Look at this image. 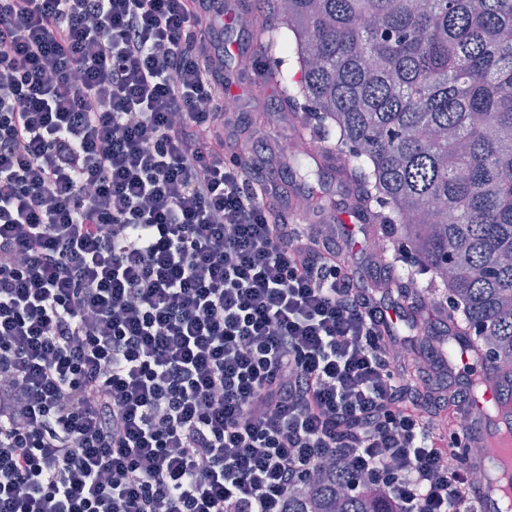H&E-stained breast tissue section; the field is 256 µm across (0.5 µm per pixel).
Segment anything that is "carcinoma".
Here are the masks:
<instances>
[{
  "instance_id": "carcinoma-1",
  "label": "carcinoma",
  "mask_w": 512,
  "mask_h": 512,
  "mask_svg": "<svg viewBox=\"0 0 512 512\" xmlns=\"http://www.w3.org/2000/svg\"><path fill=\"white\" fill-rule=\"evenodd\" d=\"M289 107L347 156L362 210L413 248L512 388V0H257ZM289 512H386L340 474Z\"/></svg>"
}]
</instances>
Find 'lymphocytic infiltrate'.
<instances>
[{
  "label": "lymphocytic infiltrate",
  "instance_id": "lymphocytic-infiltrate-1",
  "mask_svg": "<svg viewBox=\"0 0 512 512\" xmlns=\"http://www.w3.org/2000/svg\"><path fill=\"white\" fill-rule=\"evenodd\" d=\"M223 0H0V512H288L338 466L467 512L437 394L287 164L224 129Z\"/></svg>",
  "mask_w": 512,
  "mask_h": 512
}]
</instances>
